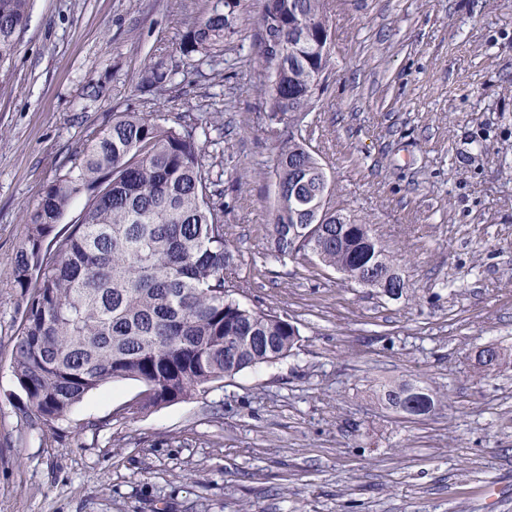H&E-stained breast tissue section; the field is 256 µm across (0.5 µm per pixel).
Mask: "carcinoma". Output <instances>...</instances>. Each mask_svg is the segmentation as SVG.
I'll return each mask as SVG.
<instances>
[{
    "label": "carcinoma",
    "mask_w": 512,
    "mask_h": 512,
    "mask_svg": "<svg viewBox=\"0 0 512 512\" xmlns=\"http://www.w3.org/2000/svg\"><path fill=\"white\" fill-rule=\"evenodd\" d=\"M242 2L215 0L197 16L182 56L201 65L222 51ZM331 2L265 0L260 19V29L286 48L275 84L260 88L265 108L274 118L294 117L276 159L281 193L272 235L281 256L293 254L288 237L302 226L311 191L321 185L334 193L302 135L319 98L314 83L326 82L330 67ZM29 10L30 0H0V64L15 54ZM173 75L159 58L137 73L136 88L150 93ZM209 135L206 125L168 127L151 112H117L43 187L14 260L24 310L11 362L24 408L43 423L64 419L88 394L120 380L151 393L141 412L184 401L298 344L292 322L246 307L226 289L235 256L204 164ZM82 196L81 222L62 223ZM309 237L317 244L311 254L346 279L374 267L389 276L392 296L403 294L404 280L369 225L352 217L336 227L330 205ZM382 400L409 416L435 407L412 384L383 389Z\"/></svg>",
    "instance_id": "cac0c4a2"
}]
</instances>
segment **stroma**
Wrapping results in <instances>:
<instances>
[{"label":"stroma","mask_w":512,"mask_h":512,"mask_svg":"<svg viewBox=\"0 0 512 512\" xmlns=\"http://www.w3.org/2000/svg\"><path fill=\"white\" fill-rule=\"evenodd\" d=\"M212 0H30L0 65V512H512V0H334L327 88L306 148L332 204L370 224L400 298L315 256H280L278 137L259 88L263 0H245L213 62L179 44ZM172 83L143 94L157 57ZM102 94L87 98V82ZM125 110L222 128L204 163L235 255L233 296L300 331L288 357L136 415L133 380L45 426L11 358L22 314L16 252L42 188ZM430 390L433 412L388 408L383 387Z\"/></svg>","instance_id":"35a3bbf8"}]
</instances>
